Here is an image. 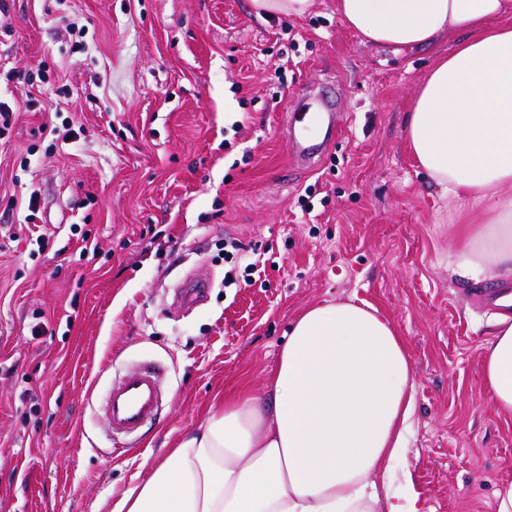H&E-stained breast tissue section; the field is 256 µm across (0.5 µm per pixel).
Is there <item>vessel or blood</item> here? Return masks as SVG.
I'll use <instances>...</instances> for the list:
<instances>
[{
	"mask_svg": "<svg viewBox=\"0 0 512 512\" xmlns=\"http://www.w3.org/2000/svg\"><path fill=\"white\" fill-rule=\"evenodd\" d=\"M346 122L345 116L333 111L328 102H312L299 109L291 118L292 158L295 165H307L320 149L314 141L318 133L335 137ZM472 301L491 311H512V289L479 288L471 295ZM160 385L155 367L145 366L129 371L109 390L104 410L113 437H128L137 432L142 422L154 413L159 405Z\"/></svg>",
	"mask_w": 512,
	"mask_h": 512,
	"instance_id": "b4317fda",
	"label": "vessel or blood"
}]
</instances>
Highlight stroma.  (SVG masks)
<instances>
[{"mask_svg": "<svg viewBox=\"0 0 512 512\" xmlns=\"http://www.w3.org/2000/svg\"><path fill=\"white\" fill-rule=\"evenodd\" d=\"M8 5L0 56L44 78L0 83V100L27 103L0 136V512H110L218 397L264 383L301 311L349 298L379 306L407 345L423 512H492L512 483V419L483 384L496 315L466 297L500 281L458 270V228L481 214L442 197L406 137L458 35L378 47L336 0L262 18L250 0ZM282 59L283 87L267 78ZM328 82L348 125L293 167L285 104ZM65 124L80 138L53 140ZM309 191L327 204L305 224ZM228 238L256 247L251 284L225 286ZM195 279L209 287L184 306ZM145 363L161 372L159 409L123 448L102 403Z\"/></svg>", "mask_w": 512, "mask_h": 512, "instance_id": "1", "label": "stroma"}]
</instances>
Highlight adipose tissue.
I'll use <instances>...</instances> for the list:
<instances>
[{"mask_svg":"<svg viewBox=\"0 0 512 512\" xmlns=\"http://www.w3.org/2000/svg\"><path fill=\"white\" fill-rule=\"evenodd\" d=\"M363 41L394 50L465 38L418 89L406 135L442 193L483 205L459 245L467 272L512 278V0H336ZM512 419V318L483 352ZM413 370L393 321L340 300L288 330L262 390L245 387L186 430L110 512H422L407 463Z\"/></svg>","mask_w":512,"mask_h":512,"instance_id":"ef3b65f1","label":"adipose tissue"}]
</instances>
